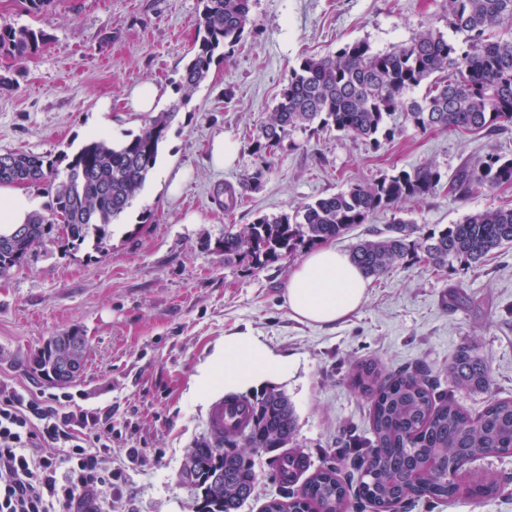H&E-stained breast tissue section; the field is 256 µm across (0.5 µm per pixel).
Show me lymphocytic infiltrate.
I'll list each match as a JSON object with an SVG mask.
<instances>
[{
  "label": "lymphocytic infiltrate",
  "instance_id": "f902f5d3",
  "mask_svg": "<svg viewBox=\"0 0 512 512\" xmlns=\"http://www.w3.org/2000/svg\"><path fill=\"white\" fill-rule=\"evenodd\" d=\"M72 401L0 385V512H104L123 481L121 472L101 468L112 443L99 431L110 417ZM46 447L60 450L66 472L43 455Z\"/></svg>",
  "mask_w": 512,
  "mask_h": 512
}]
</instances>
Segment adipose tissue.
Segmentation results:
<instances>
[{
  "label": "adipose tissue",
  "instance_id": "obj_1",
  "mask_svg": "<svg viewBox=\"0 0 512 512\" xmlns=\"http://www.w3.org/2000/svg\"><path fill=\"white\" fill-rule=\"evenodd\" d=\"M368 279L350 256L334 246L309 252L294 268L285 293L292 315L313 325H332L364 302ZM291 362L274 354L260 337L248 332L225 336L210 361L199 367L194 390L207 401L216 385L239 392L287 381Z\"/></svg>",
  "mask_w": 512,
  "mask_h": 512
}]
</instances>
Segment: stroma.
<instances>
[{"mask_svg": "<svg viewBox=\"0 0 512 512\" xmlns=\"http://www.w3.org/2000/svg\"><path fill=\"white\" fill-rule=\"evenodd\" d=\"M257 34L227 62L211 67L188 104L176 85L188 61L201 12L199 0H53L40 15L22 0H0V25L47 31L51 41L35 57L0 56V72L18 84L0 89V153L22 150L71 155L86 143V128L106 118L109 139L139 133L145 116L129 111L128 91L144 82L161 87L160 110L177 108L157 164L106 250L68 248L51 237L28 265L0 278V383L40 395L74 394L82 409L112 418V454L104 470L125 482L106 512H198L181 478L191 448L209 433V405L190 394L197 368L224 336L251 331L293 370L281 389L294 407L293 449L311 469L340 467L356 482L350 436L370 434L368 400L355 392V362L376 360L388 372L428 369L447 386L445 368L461 344L476 347L490 368L486 391H460L458 403L478 416L492 400L512 398V247L469 269L437 270L414 260L371 280L358 311L331 326L295 320L284 298L299 261L291 256L257 269L225 264L224 226L293 212L353 184H370L396 168L436 164L444 183L426 199L375 213L336 248L350 251L394 217L427 234L487 209L512 207V186L449 192L464 168L495 154L512 158V126L490 134L423 133L389 119L394 138L380 148L333 130L294 131L277 151L259 191L224 214V186L252 172L248 150L277 105L290 68L363 40L385 52L431 30L448 39L445 0H254ZM232 100H225V91ZM222 136L237 146L235 162L217 170L210 145ZM189 177L170 194L171 177ZM86 336L85 367L76 380L42 379L32 359L54 336ZM143 463L130 465L126 451ZM258 481L240 512H260L282 496L275 453L254 457ZM500 483L479 500L458 495L447 503L422 498L398 512H512V454L469 463L461 486Z\"/></svg>", "mask_w": 512, "mask_h": 512, "instance_id": "35a3bbf8", "label": "stroma"}]
</instances>
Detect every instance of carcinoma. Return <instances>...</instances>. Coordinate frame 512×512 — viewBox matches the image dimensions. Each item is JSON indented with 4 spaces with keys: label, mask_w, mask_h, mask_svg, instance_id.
<instances>
[{
    "label": "carcinoma",
    "mask_w": 512,
    "mask_h": 512,
    "mask_svg": "<svg viewBox=\"0 0 512 512\" xmlns=\"http://www.w3.org/2000/svg\"><path fill=\"white\" fill-rule=\"evenodd\" d=\"M201 24L192 54L178 83L181 100L191 99L217 60L228 61L252 33L253 0H200ZM448 22L459 42L424 31L385 53L365 41L347 43L324 56H308L289 70L280 100L249 147L259 167L239 181L240 192L257 191L275 150L297 129H333L373 148L393 137L388 119L398 113L421 132L454 130L491 133L512 125V36L496 30L512 26V0H448ZM50 35L26 26H0V55L31 58ZM427 84L425 93L413 91ZM175 111L145 119L139 133L120 145L95 137L64 168L31 152L0 153V184L44 183L50 197L45 211L29 217L28 234L0 232V277L29 262L35 247L57 234L77 249H106L112 225L120 220L155 167L160 145ZM443 175L432 163L401 169L369 185L319 198L274 217H259L240 229L230 224L220 242L224 260L240 259L260 268L312 246L344 237L380 209L434 193ZM512 185V158L490 156L477 168L462 170L450 183L457 191ZM415 225L399 219L386 232L357 243L351 260L367 277H379L410 259L439 267L465 268L512 246V208L485 210L416 239ZM455 390L481 391L489 385L486 364L472 345L460 347L448 362ZM355 391L370 402L372 438L357 465L358 496L375 512L416 498L443 502L459 493L450 478L463 458L487 450L512 453V399L491 401L477 417L457 402L454 390L438 393L421 370L382 377L375 361L355 365ZM247 430L228 429L200 442L187 462L200 470L193 488L199 512H238L254 493V455L286 448L296 431L288 397L276 391L249 402ZM224 473L211 483L209 471ZM348 489L336 466H326L285 499L269 500L262 512H346Z\"/></svg>",
    "instance_id": "carcinoma-1"
}]
</instances>
